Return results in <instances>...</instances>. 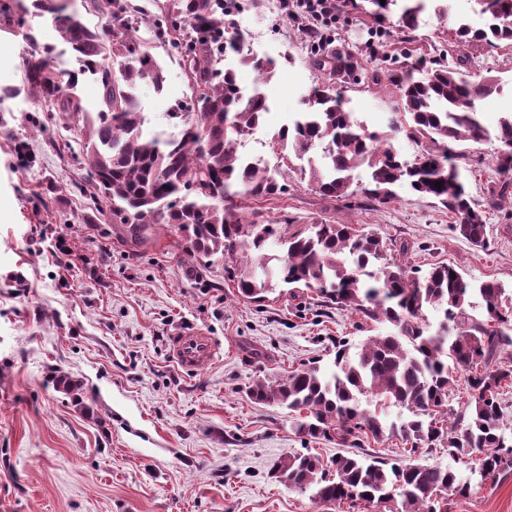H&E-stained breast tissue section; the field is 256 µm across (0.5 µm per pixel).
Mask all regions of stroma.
<instances>
[{
    "label": "stroma",
    "mask_w": 512,
    "mask_h": 512,
    "mask_svg": "<svg viewBox=\"0 0 512 512\" xmlns=\"http://www.w3.org/2000/svg\"><path fill=\"white\" fill-rule=\"evenodd\" d=\"M449 18L425 10L414 33L396 14L378 20L347 7L322 50L347 106L369 129L383 130L396 110L395 86L374 83L376 71L419 62L491 72L500 88L479 104L487 127L512 112V44L459 49L450 21L474 23V0H446ZM233 25L251 34V54L277 59L266 86L271 107L264 131L302 108L318 73L312 44L285 16L280 0H242ZM30 47L0 32V512H381L378 504L323 501L271 478L292 453L330 459L345 453L335 437L297 434L286 409L252 402L255 380L283 377L312 361L329 365L335 343L359 346L386 325L323 302L316 292L273 296L258 305L241 298L228 260L204 268L184 248L178 228H154L141 243L123 225L86 216L76 189L85 171L81 148L49 145L43 113L22 87ZM156 54L168 79L163 91L138 90L146 130L170 127V112L190 91L176 57ZM497 145H472L462 159L466 189L483 203L497 181ZM287 193L244 202L243 221L288 216L289 232L344 222L408 242L400 263L420 271L443 262L472 283L512 289V205L488 215L487 246L478 250L452 230L435 199L395 187L386 204L361 193L326 200L289 169ZM197 328L219 352L198 373L172 361L171 336ZM69 377L77 393L56 384ZM364 455L388 462L466 472L447 449L408 454L398 438L360 436ZM450 512H512V472L451 499Z\"/></svg>",
    "instance_id": "1"
}]
</instances>
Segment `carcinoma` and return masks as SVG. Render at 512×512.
I'll return each mask as SVG.
<instances>
[{"instance_id":"1","label":"carcinoma","mask_w":512,"mask_h":512,"mask_svg":"<svg viewBox=\"0 0 512 512\" xmlns=\"http://www.w3.org/2000/svg\"><path fill=\"white\" fill-rule=\"evenodd\" d=\"M427 0H402L399 23L416 28ZM488 21L474 29H453L462 46L512 42V0H478ZM85 13L67 0H18L0 5V24L22 33L31 47L24 62L30 89L44 102L42 111L58 130L80 139L86 171L84 206L125 225L130 241L153 226L168 224L183 233L188 255L198 263L218 258L239 265V294L264 302L277 289L316 291L342 310L392 330L371 336L357 351L336 344L332 365L310 366L274 381L258 380L248 396L260 404L288 409L297 432L316 438L329 430L343 445L358 434L376 440L399 436L419 445L448 444L458 460L476 456L471 474L494 479L512 468V437L505 434L500 406L502 383L512 369L494 364L499 351L512 346V296L495 281L474 286L452 265L432 267L415 276L388 258L389 247L373 231L351 224H314L288 232V218L246 224L232 216L242 200L283 194V175L270 165L249 166L237 141L249 135L269 112L259 88L242 94L236 71L220 68L229 52L269 81L277 61L244 52L237 35L224 39V0H83ZM41 14L59 34L63 52L79 67L58 68L56 47L42 45L25 17ZM105 16L103 27L87 16ZM174 53L190 90L189 102L171 113L173 130L150 134L137 95L142 84L162 90L166 80L153 53ZM439 65L418 78L413 71L386 73L399 90V111L389 131H370L346 106L331 80L322 77L303 100L304 109L271 139L279 163L307 160L308 184L323 198H343L354 171L370 169V187L362 190L380 204L401 184L437 200L454 215L453 231L472 245L487 242L484 213L512 203V113L488 130L477 103L498 90L491 75ZM90 76L100 91L99 108L89 112L76 93ZM402 133L424 146L409 162L388 144ZM499 143L496 165L503 178L478 207L466 192L458 161V143ZM441 183V188L434 187ZM480 296L486 319L469 313ZM441 315L436 330L425 311ZM480 374L473 373L479 364ZM470 372V399L448 425L435 415L447 407L454 375ZM375 404V409L368 408ZM406 410L394 421L384 406ZM271 477L290 489L325 501L386 503L400 497L403 512H448V497L466 495L471 484L450 468L421 464L367 462L338 455L326 464L312 454H288L271 468Z\"/></svg>"}]
</instances>
